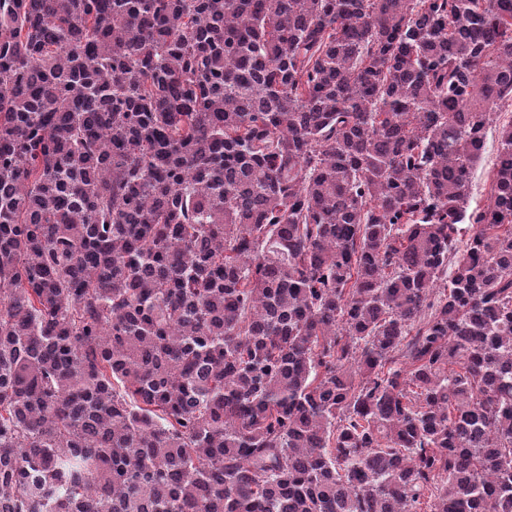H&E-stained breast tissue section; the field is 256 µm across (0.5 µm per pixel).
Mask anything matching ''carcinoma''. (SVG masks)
Here are the masks:
<instances>
[{
  "instance_id": "carcinoma-1",
  "label": "carcinoma",
  "mask_w": 512,
  "mask_h": 512,
  "mask_svg": "<svg viewBox=\"0 0 512 512\" xmlns=\"http://www.w3.org/2000/svg\"><path fill=\"white\" fill-rule=\"evenodd\" d=\"M512 0H0V512H512ZM512 120L511 100L501 104V110L497 114L495 122L487 132L484 144L483 156L479 164L472 170V200L471 204L484 205L489 191L491 172L499 152V138L497 128ZM496 125V127H495Z\"/></svg>"
}]
</instances>
